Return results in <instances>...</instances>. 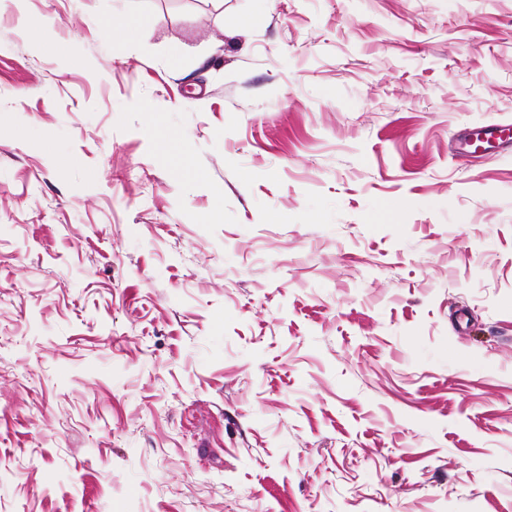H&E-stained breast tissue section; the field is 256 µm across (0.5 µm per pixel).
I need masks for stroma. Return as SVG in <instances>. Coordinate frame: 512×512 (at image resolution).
<instances>
[{
	"mask_svg": "<svg viewBox=\"0 0 512 512\" xmlns=\"http://www.w3.org/2000/svg\"><path fill=\"white\" fill-rule=\"evenodd\" d=\"M483 124L512 0H0V512H512Z\"/></svg>",
	"mask_w": 512,
	"mask_h": 512,
	"instance_id": "stroma-1",
	"label": "stroma"
}]
</instances>
